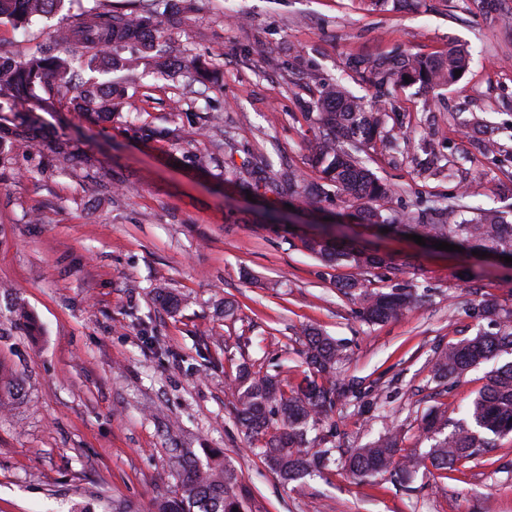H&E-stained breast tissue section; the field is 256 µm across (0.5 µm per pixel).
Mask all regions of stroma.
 <instances>
[{"instance_id": "1", "label": "stroma", "mask_w": 512, "mask_h": 512, "mask_svg": "<svg viewBox=\"0 0 512 512\" xmlns=\"http://www.w3.org/2000/svg\"><path fill=\"white\" fill-rule=\"evenodd\" d=\"M57 23L0 22V57L53 51ZM166 37L172 59L199 56L216 81L191 85L148 59L111 121L73 111L65 94L40 112L46 132L95 156L92 174L60 172L48 153L0 156V512H154L178 490L179 448L231 464L247 512H512V434L407 484L334 468L287 482L257 454L228 388L243 366L297 383L302 331L320 328L344 356L332 446L361 447L389 422L401 455L418 457L422 415L457 420L486 387L488 365L437 380L432 361L495 331L480 302L511 308L512 270L469 279L447 252L393 235L383 246L395 268L371 278L420 298L367 323L336 287L347 268L299 242L303 222L338 215L368 238L344 199L251 196L236 174L269 162L314 176V103L337 81L384 114L362 158L391 186L389 212L512 211V0H193ZM457 50L470 64L450 87L371 82L374 63ZM195 154L209 166L193 167ZM162 288L178 307L158 302ZM21 308L35 330L18 324Z\"/></svg>"}]
</instances>
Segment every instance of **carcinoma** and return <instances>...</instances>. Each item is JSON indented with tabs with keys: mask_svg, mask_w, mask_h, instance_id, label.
Returning <instances> with one entry per match:
<instances>
[{
	"mask_svg": "<svg viewBox=\"0 0 512 512\" xmlns=\"http://www.w3.org/2000/svg\"><path fill=\"white\" fill-rule=\"evenodd\" d=\"M64 0H0V19L27 25L61 11ZM160 0H141L139 12L132 15L112 9H93L67 14L54 31L57 44L66 48L82 47L88 62L103 61L110 69L118 66L132 72L141 55L152 53L161 59L166 38L157 21ZM130 48V56L114 60L112 47ZM469 59L461 51L445 57L422 59L406 55L389 68V74L415 76L431 87H445L458 80L455 71L467 70ZM75 59L69 54L37 55L24 58H0V112L13 113L10 123L0 125V155L16 144H25L37 153L47 151L63 164L81 159L82 151L74 141L47 143L35 134L39 118L16 107L32 100L47 101L40 94L48 78L58 89L73 91V106L88 112L100 122L112 120L124 99V89L106 86L92 79L74 83ZM319 134L313 144L317 177L309 180L288 171L278 187L290 196L326 197L338 193L356 208L367 223L377 229L404 232L427 241L442 239L458 245L467 253L483 251L486 262H504L512 257V222L496 211L475 210L465 205L448 208V218L425 213L387 215L383 202L390 194L359 157L362 147L373 140L383 121V113L336 82L322 85L317 99ZM302 246L329 266L347 267L351 274L336 282L343 294L358 300L365 321L378 324L397 318L419 298L415 288L374 286L370 269L387 266L390 261L363 245L340 244L326 237H305ZM484 312L499 320V331L478 334L441 349L431 372L438 379L459 378L470 368L512 353V311L502 308L496 299L484 302ZM305 363L313 372L291 390L284 389L270 375L260 376L244 367L234 379L235 410L241 424L252 435L267 437L259 448L267 467L285 481H296L313 472L322 473L331 466L352 476L364 478L382 473L411 476L419 466L415 457L399 454L398 431L393 426L372 444L350 454L333 457V449L316 448L324 441L326 419L336 403L335 366L342 359L339 344L315 328L304 331ZM447 423L434 411L421 419V429L432 444L428 456L433 467L453 470L472 459L483 447L487 435L512 434V362L490 371L487 387L464 409V418L450 432ZM316 437H310L311 433ZM178 494L160 500L156 512H245V493L238 473L228 464H200L181 453L177 455Z\"/></svg>",
	"mask_w": 512,
	"mask_h": 512,
	"instance_id": "cac0c4a2",
	"label": "carcinoma"
}]
</instances>
